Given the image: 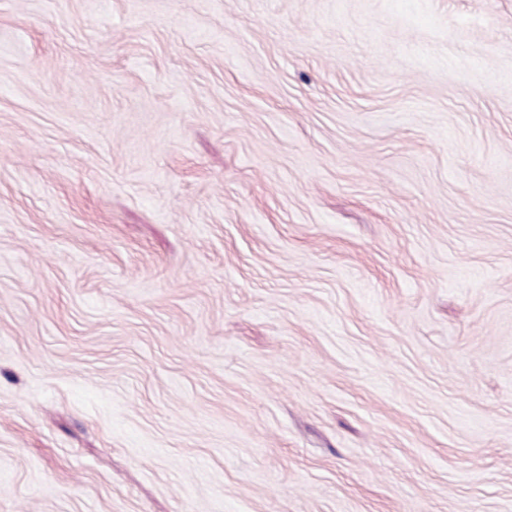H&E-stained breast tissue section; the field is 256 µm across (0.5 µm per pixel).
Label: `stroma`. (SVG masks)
<instances>
[{
    "instance_id": "35a3bbf8",
    "label": "stroma",
    "mask_w": 512,
    "mask_h": 512,
    "mask_svg": "<svg viewBox=\"0 0 512 512\" xmlns=\"http://www.w3.org/2000/svg\"><path fill=\"white\" fill-rule=\"evenodd\" d=\"M0 512H512V0H0Z\"/></svg>"
}]
</instances>
